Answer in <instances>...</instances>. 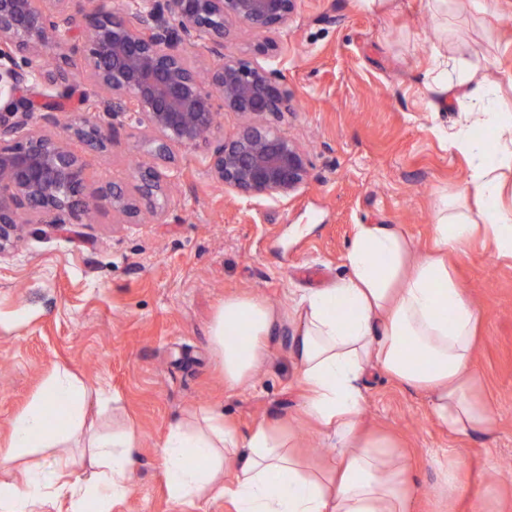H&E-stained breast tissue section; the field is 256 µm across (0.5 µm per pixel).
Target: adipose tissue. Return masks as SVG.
I'll return each instance as SVG.
<instances>
[{"instance_id": "1", "label": "adipose tissue", "mask_w": 512, "mask_h": 512, "mask_svg": "<svg viewBox=\"0 0 512 512\" xmlns=\"http://www.w3.org/2000/svg\"><path fill=\"white\" fill-rule=\"evenodd\" d=\"M447 87L457 98L482 100L444 134L450 150L472 161L462 193L481 200L477 212L439 201L434 250L420 256L402 231L357 225L348 274L333 286L299 295L286 315L260 298L231 295L213 319V349L231 388L253 384L269 336L290 320L305 411L321 426L332 458L311 464L270 427L243 435L222 414L205 410L194 424H174L161 445V473L173 501L220 497L235 512H409L414 478L403 452L363 426V380L373 370L423 391L434 420L454 434L494 429V410L479 393L473 367L479 317L447 256L481 233L499 255L512 258V204L502 201L512 178V123L498 112L479 63H469L466 76ZM487 134L494 149L483 141ZM92 398L103 402L108 394L58 367L13 418L8 440L0 442V512H44L63 497L70 512H111L126 497L135 431L88 424ZM73 443L88 456L89 479L67 478L72 463L65 459L29 471L24 481L14 477L27 457Z\"/></svg>"}]
</instances>
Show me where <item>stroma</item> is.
Returning <instances> with one entry per match:
<instances>
[{"label":"stroma","mask_w":512,"mask_h":512,"mask_svg":"<svg viewBox=\"0 0 512 512\" xmlns=\"http://www.w3.org/2000/svg\"><path fill=\"white\" fill-rule=\"evenodd\" d=\"M275 39L274 65L293 104L278 128L310 162L288 202L224 191L203 152L180 149L169 220L125 224L103 208L75 235L25 227L18 248L0 259V439L55 367L107 385L118 402L90 415L137 433L134 481L112 512H233L220 498L173 502L161 477L166 433L200 408L223 413L243 434L282 428L311 461L326 460L312 450L322 438L304 414L292 324L270 337L255 387L231 390L210 345L217 310L225 296L243 294L283 313L296 296L344 278L359 224L398 228L417 252L431 248L435 207L461 192L470 170L442 136L460 106L442 89L438 55L482 59L501 83L500 110L512 111V86L502 81L512 73V0H500L492 17L469 0H448L444 20L428 0H393L379 14L359 0H297ZM146 150L137 125L115 126L111 151L88 158L90 180L125 182ZM448 262L480 315L473 362L496 413L493 432L449 434L422 392L379 372L365 379V423L411 457L412 512H476L489 492L499 512H512V481L489 478L512 460V259L477 238ZM437 453L465 466L466 489L450 500L434 492Z\"/></svg>","instance_id":"stroma-1"}]
</instances>
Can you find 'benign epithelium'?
<instances>
[{"instance_id":"benign-epithelium-1","label":"benign epithelium","mask_w":512,"mask_h":512,"mask_svg":"<svg viewBox=\"0 0 512 512\" xmlns=\"http://www.w3.org/2000/svg\"><path fill=\"white\" fill-rule=\"evenodd\" d=\"M125 8L120 15L112 0H0V258L30 224L64 231L90 223L102 207L127 224L146 212L163 219V170L176 149L206 148L211 179L241 197L286 200L306 182L304 151L274 124L290 110L288 89L258 60L278 49L270 34L288 25L296 0H126ZM241 25L268 33L253 59L224 55ZM49 47L57 56L51 66ZM193 50L214 60L206 73L191 62ZM74 56L88 59V70L71 73ZM78 79L96 91L82 99L84 111L110 123L37 117L71 99ZM222 112L245 123L218 139ZM121 119L144 129L151 161L134 164L123 186L92 188L87 155L110 148Z\"/></svg>"}]
</instances>
